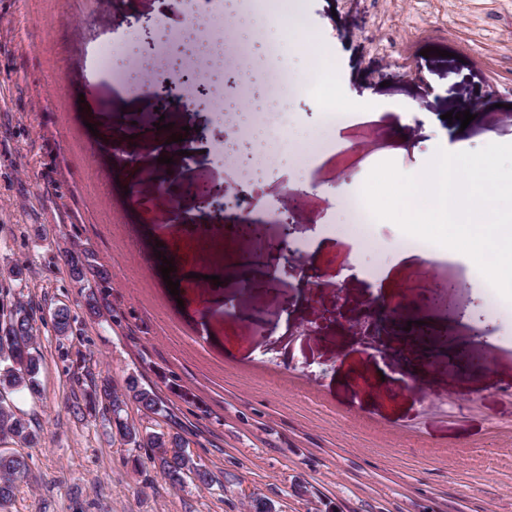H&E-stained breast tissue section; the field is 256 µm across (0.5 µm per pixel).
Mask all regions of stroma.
<instances>
[{
	"label": "stroma",
	"instance_id": "obj_1",
	"mask_svg": "<svg viewBox=\"0 0 512 512\" xmlns=\"http://www.w3.org/2000/svg\"><path fill=\"white\" fill-rule=\"evenodd\" d=\"M156 2L0 0V300L33 306L42 357L39 395L9 398L39 439L5 444L28 471L0 512H254L257 499L276 512H512V301L490 308L470 258L439 246L433 274L459 286L447 305L410 308L423 256L400 258L404 233L389 220L374 229L378 249L361 250L341 194L385 160L415 174L440 148L512 143V0H288L338 82L300 86L289 104L326 149L306 170L269 173L247 159L225 167L217 153L245 144L239 103L267 97L263 46L242 40L220 60L195 52L177 38L178 11L144 33L136 21L154 18ZM248 9L195 0L193 13L220 44ZM131 36L145 56L179 59L163 72L172 129H157L149 94L99 66L102 47ZM195 88L205 105L184 103ZM452 110L473 119L447 121ZM175 133L183 140L161 164ZM202 133L212 151L184 156ZM202 174L223 184V208L182 197L174 221L166 192ZM283 203L289 247L270 266L265 244L233 226L278 224ZM191 229L214 238L162 277ZM68 251L107 271L100 315ZM187 267L210 277L185 278ZM58 305L73 318L64 336L48 315ZM415 320L430 329L422 349L406 344ZM457 346L483 364H449ZM132 375L165 410L131 401L124 419L181 433L212 488L135 469L150 448L129 445L106 411L76 413L95 385L121 389Z\"/></svg>",
	"mask_w": 512,
	"mask_h": 512
}]
</instances>
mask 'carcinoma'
Here are the masks:
<instances>
[{
	"label": "carcinoma",
	"mask_w": 512,
	"mask_h": 512,
	"mask_svg": "<svg viewBox=\"0 0 512 512\" xmlns=\"http://www.w3.org/2000/svg\"><path fill=\"white\" fill-rule=\"evenodd\" d=\"M65 262L77 281H86L90 276L97 280V287L89 291L87 307L90 313L100 314V299L106 293V283H108L107 272L87 267L82 256L72 252L66 253ZM17 316L21 317L19 327L12 326L7 333L0 335V354L6 348L10 352V357L0 360V371L11 365L10 358L19 359L24 363L25 373L21 375L10 373L8 383L14 392L26 390L34 394L38 392V377L42 366V357L35 345L34 319L23 305L17 309ZM131 400L155 414L165 411V406L155 391L143 386L135 376L127 379L126 386L121 392L112 388L107 382L95 386L88 394L85 404L78 403L75 409L81 413L84 411L89 413L103 405L111 410L113 423L122 438L133 445L139 443L156 449V454L150 458V463L172 486L181 485L183 469L187 466V461L178 455L176 449L183 446L184 437L178 432H156L147 438L144 437L142 430L122 417L123 406ZM0 431L11 433L23 445L32 444L38 439L37 432L31 428L28 421L17 415L8 405L0 406ZM26 472L27 463L24 458L0 453V499L7 501L12 497L16 483L24 478Z\"/></svg>",
	"instance_id": "cac0c4a2"
}]
</instances>
